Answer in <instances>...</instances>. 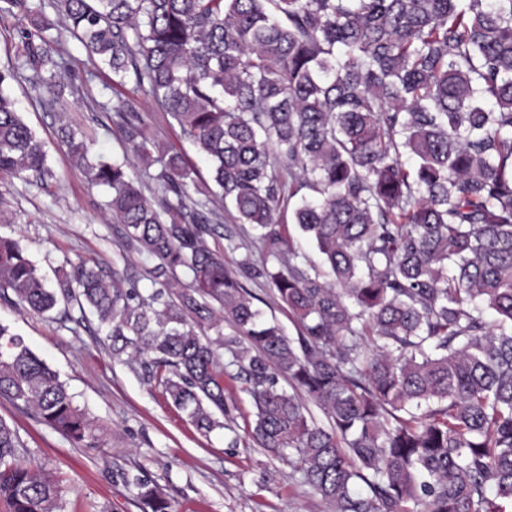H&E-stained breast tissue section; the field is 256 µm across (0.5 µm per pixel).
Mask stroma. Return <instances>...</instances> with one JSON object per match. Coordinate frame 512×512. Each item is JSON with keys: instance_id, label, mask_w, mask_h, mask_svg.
<instances>
[{"instance_id": "1", "label": "stroma", "mask_w": 512, "mask_h": 512, "mask_svg": "<svg viewBox=\"0 0 512 512\" xmlns=\"http://www.w3.org/2000/svg\"><path fill=\"white\" fill-rule=\"evenodd\" d=\"M71 78L83 92L65 112L45 111L27 84L12 83L24 120L48 145L52 171L45 185L19 178L0 180V208L13 223L0 224V235L15 238L49 284L81 262L124 271L141 292L152 291L151 260L120 236L104 208L106 188L90 185L57 136L68 124L84 134L94 156L126 161L146 195L156 184L145 177L127 144L112 131L102 105L112 97L111 72L91 62L77 41H70ZM141 110L151 137L173 143L201 177L209 169L176 122L149 104ZM210 247L224 251V264L238 271L245 253L260 256L253 230L223 216ZM237 247H226L227 239ZM0 323L55 370L75 402L106 429L98 447L77 448L60 434L0 403V416L12 423L23 446L20 457L42 470L62 491L65 512H143L127 485L139 475L166 492L172 512H331L328 504L292 465L253 446L247 430L253 404L235 368L224 375L230 414L222 426L203 434L147 381L138 364L113 357L106 331L76 302L60 300L51 314L0 302Z\"/></svg>"}]
</instances>
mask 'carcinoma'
Masks as SVG:
<instances>
[{"instance_id": "1", "label": "carcinoma", "mask_w": 512, "mask_h": 512, "mask_svg": "<svg viewBox=\"0 0 512 512\" xmlns=\"http://www.w3.org/2000/svg\"><path fill=\"white\" fill-rule=\"evenodd\" d=\"M29 0L22 48L0 71V177L52 176L46 143L8 86L23 79L49 112L68 111L63 33L112 73V126L146 167L61 141L109 192L123 239L154 259L144 295L118 270L74 267L52 288L0 236V299L46 313L57 294L106 327L112 354L206 434L229 413L224 362L254 404L248 436L288 457L332 512H509L512 507V0ZM169 114L209 166L146 132L140 100ZM323 256L296 249L279 209ZM258 232L263 279L300 324L263 319L210 248L221 211ZM184 272L189 283L177 279ZM493 312L495 319H487ZM233 333L224 334L221 323ZM217 329L211 339L197 332ZM327 417L319 424L304 400ZM0 400L77 447L104 428L58 374L0 324ZM0 417L6 512H63L62 489L21 462ZM150 512L157 484L129 480Z\"/></svg>"}]
</instances>
